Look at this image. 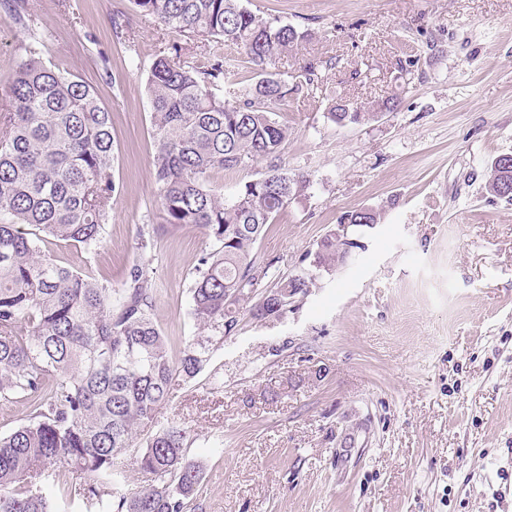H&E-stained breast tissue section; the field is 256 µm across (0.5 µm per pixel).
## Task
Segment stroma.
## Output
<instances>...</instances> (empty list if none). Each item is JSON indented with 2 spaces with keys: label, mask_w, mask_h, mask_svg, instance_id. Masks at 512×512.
Wrapping results in <instances>:
<instances>
[{
  "label": "stroma",
  "mask_w": 512,
  "mask_h": 512,
  "mask_svg": "<svg viewBox=\"0 0 512 512\" xmlns=\"http://www.w3.org/2000/svg\"><path fill=\"white\" fill-rule=\"evenodd\" d=\"M32 32L0 17V87L30 36L112 114L118 192L93 252L60 264L121 287L147 266L172 357L206 347L126 453L124 491L145 484L137 450L162 427L204 466L187 512H512V202L484 185L512 154V0H241L308 34L278 63L314 65L316 93H289L273 119L282 159L310 177L253 251L266 287L310 270L340 216L375 210L345 264L285 313H242L230 335L200 329L190 288L216 243L162 224L145 81L176 36L132 0H33ZM131 30L117 38L113 17ZM395 111L339 125V100ZM154 244L139 246L140 230Z\"/></svg>",
  "instance_id": "1"
}]
</instances>
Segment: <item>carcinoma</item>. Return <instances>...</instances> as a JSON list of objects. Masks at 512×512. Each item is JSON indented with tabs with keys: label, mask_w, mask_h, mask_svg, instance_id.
Here are the masks:
<instances>
[{
	"label": "carcinoma",
	"mask_w": 512,
	"mask_h": 512,
	"mask_svg": "<svg viewBox=\"0 0 512 512\" xmlns=\"http://www.w3.org/2000/svg\"><path fill=\"white\" fill-rule=\"evenodd\" d=\"M141 12L188 39L230 43L254 67L255 81L216 94L229 70L221 55L199 58L175 44L150 67L147 90L157 152L152 180L160 218L173 227L197 224L217 248L204 255L191 288V315L204 328L231 333L253 302L267 269L255 265L258 239L288 202L304 195L310 178L281 162L288 128L270 115L288 90H312L317 68L304 67L293 86L269 71L308 33L260 18L240 0H134ZM0 11L31 30L30 0H0ZM0 112V401L21 399L24 423L0 435V512H64L56 487L68 473H90L79 489L96 512H186L203 479L176 425L158 430L139 456L152 484L129 497L121 488L122 457L136 429L151 420L175 378L194 377L205 346L186 345L173 360L154 317L156 288L148 267L136 264L120 288L54 262L57 242L100 247L116 193L112 113L79 77L46 65L36 42L24 47ZM394 98L377 112H392ZM375 112V113H377ZM340 101L328 118L338 124L375 116ZM263 160L266 171L231 198L212 185L215 172ZM379 216L361 208L339 223L368 227ZM346 262L336 233L318 244L313 266ZM301 271L265 289L250 308L256 318L281 313L314 285Z\"/></svg>",
	"instance_id": "obj_1"
}]
</instances>
